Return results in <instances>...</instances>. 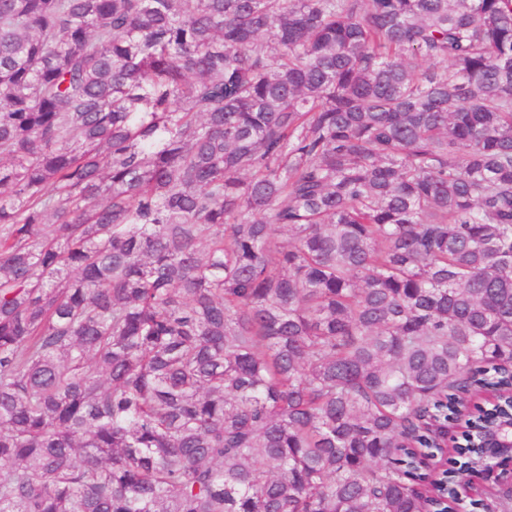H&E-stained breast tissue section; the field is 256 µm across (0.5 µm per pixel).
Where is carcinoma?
Listing matches in <instances>:
<instances>
[{"mask_svg":"<svg viewBox=\"0 0 512 512\" xmlns=\"http://www.w3.org/2000/svg\"><path fill=\"white\" fill-rule=\"evenodd\" d=\"M510 409L512 0H0V512H490Z\"/></svg>","mask_w":512,"mask_h":512,"instance_id":"carcinoma-1","label":"carcinoma"}]
</instances>
